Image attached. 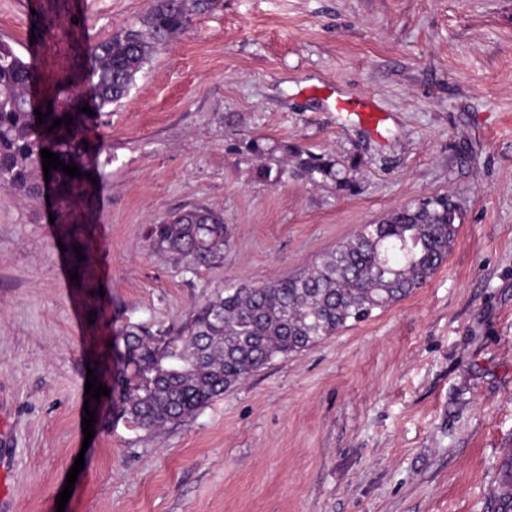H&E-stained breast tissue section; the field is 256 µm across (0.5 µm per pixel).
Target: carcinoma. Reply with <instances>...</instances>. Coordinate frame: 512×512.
Here are the masks:
<instances>
[{
	"mask_svg": "<svg viewBox=\"0 0 512 512\" xmlns=\"http://www.w3.org/2000/svg\"><path fill=\"white\" fill-rule=\"evenodd\" d=\"M215 0H158L141 27L125 28L90 45L82 58L85 93L97 110L120 102L144 66L168 40L188 31L192 16ZM33 65L0 42V185L30 197L45 187L40 150L85 169L84 117L71 88L56 85L38 122L30 102ZM72 124L52 131L53 120ZM262 158L256 178L269 184L289 178L332 184L352 195L358 190L357 154L338 158L298 146L250 140L236 149ZM50 182L72 199L84 182L50 170ZM448 196L419 198L373 224L316 261L308 270L258 286H234L217 293L166 339L129 329L123 336V370L116 390L121 413L145 431H156L194 413L270 364L309 349L348 324L400 301L422 287L447 261L459 225ZM224 214L196 206L153 225L151 246L177 257L191 272L222 262L227 241ZM491 512H512V448L491 492Z\"/></svg>",
	"mask_w": 512,
	"mask_h": 512,
	"instance_id": "cac0c4a2",
	"label": "carcinoma"
}]
</instances>
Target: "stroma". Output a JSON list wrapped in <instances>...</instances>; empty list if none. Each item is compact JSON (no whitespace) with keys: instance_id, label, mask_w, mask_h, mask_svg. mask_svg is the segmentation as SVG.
Wrapping results in <instances>:
<instances>
[{"instance_id":"35a3bbf8","label":"stroma","mask_w":512,"mask_h":512,"mask_svg":"<svg viewBox=\"0 0 512 512\" xmlns=\"http://www.w3.org/2000/svg\"><path fill=\"white\" fill-rule=\"evenodd\" d=\"M156 0H0V41L37 94L80 45ZM53 26L49 50L32 29ZM369 97L382 134L319 87ZM101 152L77 224L0 186V448L11 512H488L512 448V0H218L90 128ZM252 139L358 152L357 194L257 180ZM448 194L447 261L409 297L279 357L164 430L87 401L122 334L172 336L215 292L295 274L361 225ZM223 212L221 264L185 271L152 224ZM96 412L85 439V409ZM83 457L65 509L56 499Z\"/></svg>"}]
</instances>
